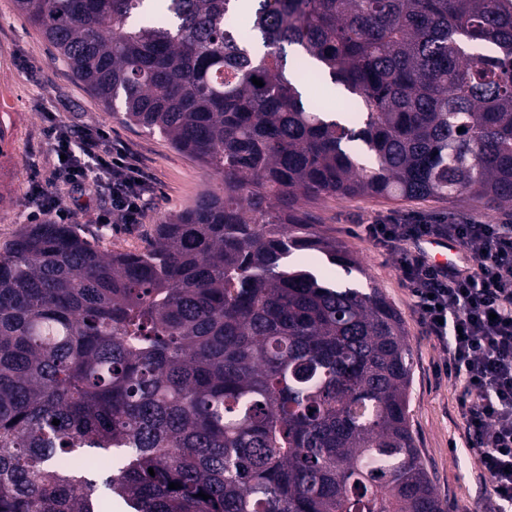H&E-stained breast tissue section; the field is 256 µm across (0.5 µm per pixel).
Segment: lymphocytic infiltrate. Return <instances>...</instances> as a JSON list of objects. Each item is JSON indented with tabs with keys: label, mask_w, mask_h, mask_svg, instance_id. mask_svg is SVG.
<instances>
[{
	"label": "lymphocytic infiltrate",
	"mask_w": 512,
	"mask_h": 512,
	"mask_svg": "<svg viewBox=\"0 0 512 512\" xmlns=\"http://www.w3.org/2000/svg\"><path fill=\"white\" fill-rule=\"evenodd\" d=\"M47 133L54 176L93 195L108 193L110 208L99 223H139L154 183L122 144L62 121L52 122ZM360 231L395 258L419 324L460 390L457 412L491 512H512V225L391 214ZM423 238L457 241L468 265L452 270L431 264L417 248Z\"/></svg>",
	"instance_id": "1"
}]
</instances>
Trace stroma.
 <instances>
[{
  "instance_id": "35a3bbf8",
  "label": "stroma",
  "mask_w": 512,
  "mask_h": 512,
  "mask_svg": "<svg viewBox=\"0 0 512 512\" xmlns=\"http://www.w3.org/2000/svg\"><path fill=\"white\" fill-rule=\"evenodd\" d=\"M71 125L105 132L112 141L129 146L155 183L140 223L125 227L96 223L108 208L104 196L61 192L60 207L69 223L104 249L143 251L153 240L164 215L189 204L205 189H220V175L204 169L173 149L159 135L122 121L104 110L70 74L66 64L40 31L20 16L13 0H0V247L29 223V191L45 181L54 158L49 151V113ZM309 221L322 235L336 238L362 262L364 274H346L321 262L317 269L333 282L356 288L377 286L399 312L413 347V377L409 390V421L422 462L437 496L448 512H488L484 484L465 448L457 414L456 388L445 378L442 359L426 337L409 306L408 290L391 256L358 236V223L376 215L425 214L446 221L472 219L486 224H512V208L488 209L467 198L395 202L381 197H323L307 202Z\"/></svg>"
}]
</instances>
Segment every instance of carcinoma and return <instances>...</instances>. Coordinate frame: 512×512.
I'll return each instance as SVG.
<instances>
[{"label": "carcinoma", "mask_w": 512, "mask_h": 512, "mask_svg": "<svg viewBox=\"0 0 512 512\" xmlns=\"http://www.w3.org/2000/svg\"><path fill=\"white\" fill-rule=\"evenodd\" d=\"M153 2L15 0L104 109L224 186L141 252L49 221L0 249V512H445L402 319L297 262L362 271L302 205L512 206V0H252L241 33L237 0ZM83 448L135 453L58 466ZM306 87L307 95L323 104L328 110L340 112L343 109L345 103L342 91L330 81H318L312 78Z\"/></svg>", "instance_id": "cac0c4a2"}]
</instances>
